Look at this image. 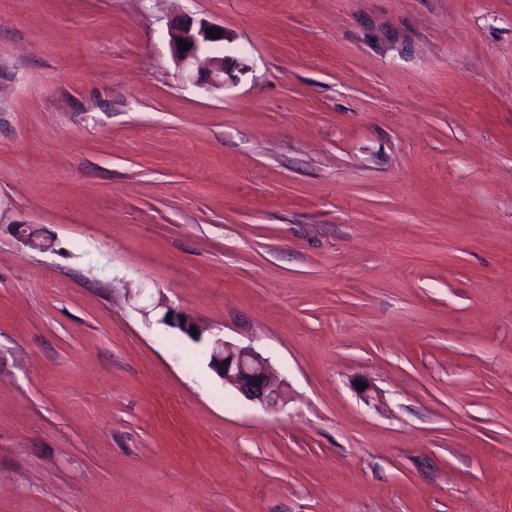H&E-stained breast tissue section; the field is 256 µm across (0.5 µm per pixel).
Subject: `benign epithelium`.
Segmentation results:
<instances>
[{
	"label": "benign epithelium",
	"instance_id": "benign-epithelium-1",
	"mask_svg": "<svg viewBox=\"0 0 512 512\" xmlns=\"http://www.w3.org/2000/svg\"><path fill=\"white\" fill-rule=\"evenodd\" d=\"M172 51L185 66L195 69V81L212 89H223L238 81L239 75L248 70L241 59L228 58L214 52L216 46L224 43L227 35L219 38L208 36L207 30L224 27L205 19L190 16H175L169 23ZM190 43L187 50H181L178 41ZM19 240L26 246L39 250H51L55 241L49 235L37 234L23 226H17ZM164 321L182 335L193 341L204 336V328L190 315L166 308ZM198 335H192L191 329ZM208 366L225 383L231 385L243 397L271 410L282 407L287 401V391L277 382L270 360L251 346H240L220 336H213L208 344Z\"/></svg>",
	"mask_w": 512,
	"mask_h": 512
}]
</instances>
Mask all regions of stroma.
I'll use <instances>...</instances> for the list:
<instances>
[{
  "instance_id": "stroma-1",
  "label": "stroma",
  "mask_w": 512,
  "mask_h": 512,
  "mask_svg": "<svg viewBox=\"0 0 512 512\" xmlns=\"http://www.w3.org/2000/svg\"><path fill=\"white\" fill-rule=\"evenodd\" d=\"M0 512H512V0H0ZM172 51L185 66L195 69V81L212 89H224L235 84L248 65L238 58H228L214 52L216 46L227 38L224 27L190 16H175L169 23ZM207 29H219L220 38H209ZM178 40L190 43L188 50L181 51ZM168 315H171L170 321H167ZM162 321L167 326L178 329L183 336L193 341H200L204 336V328L192 316L181 311L169 307L166 308ZM191 328H196L198 331L197 336L192 335ZM208 352L210 369L247 400L271 410L286 403L287 391L276 382L270 360L252 346H240L224 337L211 336Z\"/></svg>"
}]
</instances>
